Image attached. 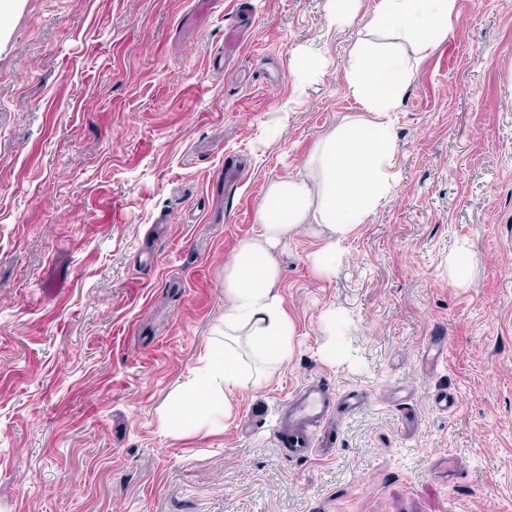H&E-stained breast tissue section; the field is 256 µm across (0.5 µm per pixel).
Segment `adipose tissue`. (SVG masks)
Here are the masks:
<instances>
[{
  "label": "adipose tissue",
  "mask_w": 512,
  "mask_h": 512,
  "mask_svg": "<svg viewBox=\"0 0 512 512\" xmlns=\"http://www.w3.org/2000/svg\"><path fill=\"white\" fill-rule=\"evenodd\" d=\"M455 0H380L369 15L371 30H391L418 50L429 49L452 25ZM409 62L402 49L372 42L351 51L349 88L366 115L345 123L324 140L317 171L272 182L258 212L259 234L235 249L224 273V342L209 345L184 389L192 402L199 386L208 395L197 427L219 429L227 395L241 382L237 350L246 341L254 363L278 366L289 359L295 325L283 306L275 251L306 224L325 239L314 265L330 273L339 245L365 223L396 184V138L388 120L405 90Z\"/></svg>",
  "instance_id": "1"
}]
</instances>
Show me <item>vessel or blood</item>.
<instances>
[{"label":"vessel or blood","instance_id":"b4317fda","mask_svg":"<svg viewBox=\"0 0 512 512\" xmlns=\"http://www.w3.org/2000/svg\"><path fill=\"white\" fill-rule=\"evenodd\" d=\"M340 402L355 409L364 404L365 399L351 393L344 400H337L334 391L319 380L305 382L290 394L276 430L289 455L306 458L315 454L311 430L329 424Z\"/></svg>","mask_w":512,"mask_h":512}]
</instances>
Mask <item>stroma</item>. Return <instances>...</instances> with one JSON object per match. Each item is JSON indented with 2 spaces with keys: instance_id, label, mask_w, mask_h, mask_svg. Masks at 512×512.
Wrapping results in <instances>:
<instances>
[{
  "instance_id": "stroma-1",
  "label": "stroma",
  "mask_w": 512,
  "mask_h": 512,
  "mask_svg": "<svg viewBox=\"0 0 512 512\" xmlns=\"http://www.w3.org/2000/svg\"><path fill=\"white\" fill-rule=\"evenodd\" d=\"M245 2L0 0V512H512V0L405 46L398 183L335 272L314 225L277 252L290 358L249 365L223 430L165 424L268 186L363 116L356 42L396 39L379 0ZM310 379L366 403L292 458Z\"/></svg>"
}]
</instances>
